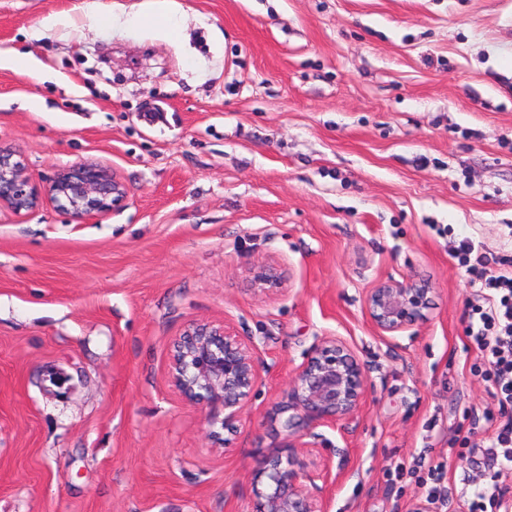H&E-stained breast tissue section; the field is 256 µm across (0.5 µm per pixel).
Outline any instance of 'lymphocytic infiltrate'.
<instances>
[{
  "label": "lymphocytic infiltrate",
  "mask_w": 512,
  "mask_h": 512,
  "mask_svg": "<svg viewBox=\"0 0 512 512\" xmlns=\"http://www.w3.org/2000/svg\"><path fill=\"white\" fill-rule=\"evenodd\" d=\"M470 283L479 284L481 297L471 304L466 336L479 358L477 367L489 384V394L498 412L487 415L492 434L482 446L486 480L471 493L460 498V512H500L511 489L502 482L505 472L512 470V257L502 259L500 269H492L474 241H459L454 253ZM446 463L396 465L392 475L415 479L421 502L439 508L448 506V488L444 484Z\"/></svg>",
  "instance_id": "obj_1"
}]
</instances>
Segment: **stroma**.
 I'll return each instance as SVG.
<instances>
[{
	"label": "stroma",
	"mask_w": 512,
	"mask_h": 512,
	"mask_svg": "<svg viewBox=\"0 0 512 512\" xmlns=\"http://www.w3.org/2000/svg\"><path fill=\"white\" fill-rule=\"evenodd\" d=\"M0 0V147L33 181L108 165L121 208L0 212V512H253L268 411L320 337L363 365L355 417L322 428L325 512H413L448 461L472 490L497 407L464 315L470 237L512 256V0H174L173 39L141 0ZM24 54L29 68L4 65ZM280 266L279 287L251 271ZM427 281L424 321L381 336L364 299ZM259 348L228 448L167 379L190 322ZM413 463L414 465H410L408 468L405 464L396 465L393 471L388 472L390 481L402 478L406 471L407 474L415 478L420 496L419 500L425 503L428 508L434 506L437 509L439 508L440 512H446L443 509L448 508V487L444 485L447 463L433 464L428 462L425 465V456H421Z\"/></svg>",
	"instance_id": "1"
}]
</instances>
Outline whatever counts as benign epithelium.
<instances>
[{"label": "benign epithelium", "instance_id": "1", "mask_svg": "<svg viewBox=\"0 0 512 512\" xmlns=\"http://www.w3.org/2000/svg\"><path fill=\"white\" fill-rule=\"evenodd\" d=\"M125 188L103 163H83L61 170L48 185L27 174L15 153L0 149V208L21 216L44 200L55 203L75 220L103 215L121 205ZM273 266L259 268L254 289L281 281ZM432 288L388 278L365 298L372 325L383 336H395L425 318ZM258 349L254 338L241 336L226 323L192 322L170 346L168 382L180 398L208 409L213 447L228 448L238 432L244 403L258 383ZM362 364L338 336L321 337L298 366L295 379L269 418L280 416L285 432L277 450L264 458L254 475L262 485L256 512H325L316 481L329 473L330 462L309 468L300 459L306 448L317 447L319 427L336 428L354 417L365 397ZM224 417H219V412ZM220 429H214V426Z\"/></svg>", "mask_w": 512, "mask_h": 512}]
</instances>
